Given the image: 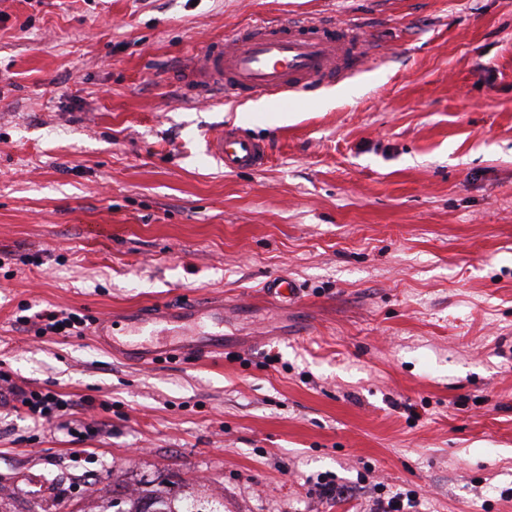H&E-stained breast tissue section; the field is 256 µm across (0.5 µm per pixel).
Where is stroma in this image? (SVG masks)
I'll return each instance as SVG.
<instances>
[{
  "label": "stroma",
  "instance_id": "1",
  "mask_svg": "<svg viewBox=\"0 0 512 512\" xmlns=\"http://www.w3.org/2000/svg\"><path fill=\"white\" fill-rule=\"evenodd\" d=\"M355 22L376 67L289 102L170 82L254 22ZM266 141L227 172L203 137ZM294 279V302L262 293ZM224 304L141 366L47 308ZM0 512L192 488L224 512H512V0H0ZM70 413L37 424L6 384ZM328 477L353 498L322 496ZM40 326L38 334L45 336L50 334H63L67 336H81L87 327L86 318L76 312H64L55 309H44L38 314ZM62 326V329H58ZM406 501V503H405ZM399 503V506H396ZM419 506L418 499L416 496H404L401 492H396L393 495L385 498H377L376 504H374L375 512H402L404 509L416 508Z\"/></svg>",
  "mask_w": 512,
  "mask_h": 512
}]
</instances>
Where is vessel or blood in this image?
Segmentation results:
<instances>
[{
  "label": "vessel or blood",
  "mask_w": 512,
  "mask_h": 512,
  "mask_svg": "<svg viewBox=\"0 0 512 512\" xmlns=\"http://www.w3.org/2000/svg\"><path fill=\"white\" fill-rule=\"evenodd\" d=\"M368 42L353 24L330 20L295 19L286 23H256L236 38L196 56L173 80L202 95L222 100H252L269 95L281 99L331 87L358 70L368 58ZM204 152L225 170H254L265 165L266 147L236 126H227L204 137ZM198 309L173 315L161 306L133 318L131 324L144 341L132 350L139 363L153 364L156 354L149 337L158 335L162 323L195 320ZM212 330L182 346L186 354L202 357L224 350V312H210Z\"/></svg>",
  "instance_id": "vessel-or-blood-1"
}]
</instances>
